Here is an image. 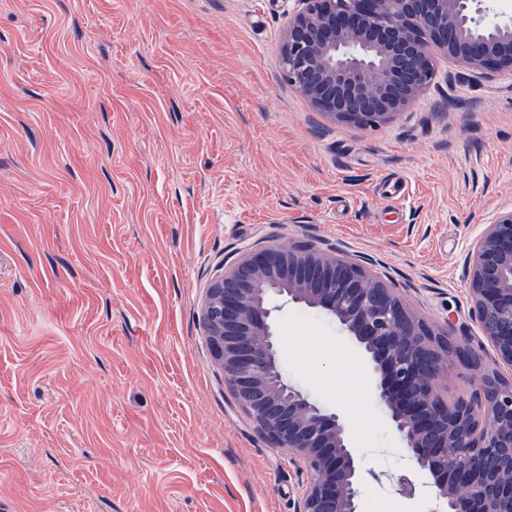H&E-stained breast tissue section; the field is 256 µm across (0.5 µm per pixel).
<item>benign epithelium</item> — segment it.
<instances>
[{"label": "benign epithelium", "mask_w": 512, "mask_h": 512, "mask_svg": "<svg viewBox=\"0 0 512 512\" xmlns=\"http://www.w3.org/2000/svg\"><path fill=\"white\" fill-rule=\"evenodd\" d=\"M294 2L280 57L285 79L317 110L361 129L420 96L439 55L475 71H512V18L486 0ZM363 262L304 242L262 246L225 267L203 299V327L233 404L306 473L294 512H361V467L340 415L279 372L273 297L327 311L370 356L376 397L440 512H512V382L487 372L471 392L444 397L443 358L477 368L478 354L466 337L412 311ZM469 287L482 335L512 367V207L497 210L473 242Z\"/></svg>", "instance_id": "1"}]
</instances>
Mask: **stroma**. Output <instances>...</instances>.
I'll list each match as a JSON object with an SVG mask.
<instances>
[{"label":"stroma","instance_id":"35a3bbf8","mask_svg":"<svg viewBox=\"0 0 512 512\" xmlns=\"http://www.w3.org/2000/svg\"><path fill=\"white\" fill-rule=\"evenodd\" d=\"M292 0H0V512H293L303 474L232 405L202 321L225 264L264 244L368 257L480 370L466 255L512 206V72L438 61L374 130L280 69ZM270 325L288 382L345 420L365 512H433L322 310ZM480 370L446 361L445 396Z\"/></svg>","mask_w":512,"mask_h":512}]
</instances>
